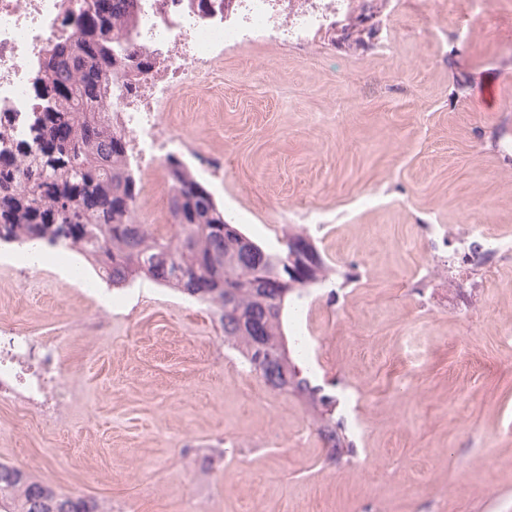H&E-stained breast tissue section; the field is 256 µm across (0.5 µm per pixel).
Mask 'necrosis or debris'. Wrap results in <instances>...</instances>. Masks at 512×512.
Instances as JSON below:
<instances>
[{"label":"necrosis or debris","mask_w":512,"mask_h":512,"mask_svg":"<svg viewBox=\"0 0 512 512\" xmlns=\"http://www.w3.org/2000/svg\"><path fill=\"white\" fill-rule=\"evenodd\" d=\"M351 0H209L208 10L190 0H137L134 38L151 60L147 72L112 88L115 119L125 131L128 158L143 178L144 192L163 176L168 157L183 140L162 125L181 91L208 90L228 47L257 38L304 46L335 24ZM65 0H0V129L9 142L36 135L32 116L42 106L36 71L46 47L69 37L63 28ZM58 350L34 336L0 329V392L17 394L54 413L65 398L49 389L59 374Z\"/></svg>","instance_id":"obj_1"}]
</instances>
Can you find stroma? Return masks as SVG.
I'll list each match as a JSON object with an SVG mask.
<instances>
[{
	"label": "stroma",
	"mask_w": 512,
	"mask_h": 512,
	"mask_svg": "<svg viewBox=\"0 0 512 512\" xmlns=\"http://www.w3.org/2000/svg\"><path fill=\"white\" fill-rule=\"evenodd\" d=\"M360 15L358 44L225 50L212 92L160 115L195 169L222 165L203 183L232 223L325 262L297 312L319 359L293 356L337 421L357 397L352 453L330 458L312 406L250 372L206 306L140 279L105 308L0 246V326L56 345L68 393L47 422L0 402V462L105 512H512V259L459 248L471 224L512 238V4L357 0L340 20Z\"/></svg>",
	"instance_id": "obj_1"
}]
</instances>
